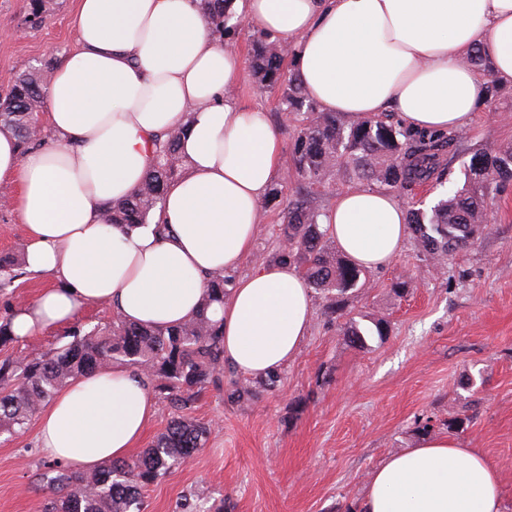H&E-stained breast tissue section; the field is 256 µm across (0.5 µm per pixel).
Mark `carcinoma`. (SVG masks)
<instances>
[{"instance_id":"carcinoma-1","label":"carcinoma","mask_w":512,"mask_h":512,"mask_svg":"<svg viewBox=\"0 0 512 512\" xmlns=\"http://www.w3.org/2000/svg\"><path fill=\"white\" fill-rule=\"evenodd\" d=\"M229 0H200L211 20L214 38L222 42L242 21L227 9ZM48 58L21 74L8 97L0 100V131L17 139L21 153L37 146L32 129L39 123L45 79L54 68ZM248 67L260 87L279 95L284 112L303 116L294 136L293 163L305 192L288 201L280 234L287 248L276 259L301 269L309 288L326 299L329 313L344 316L339 297L357 287L364 270L347 262L319 224L311 205L313 189L342 168L368 186L409 191L444 174L443 162L456 141L444 131L406 127L392 113L348 122L335 112H321L307 97L287 62L284 45L254 34ZM179 136L171 134L154 152L145 180L130 197L112 204L109 224H145L162 202L170 179L179 171ZM512 184V144L475 151L467 165V184L428 210L412 207L408 224L420 250L440 262L482 237L489 222L490 196ZM22 257L0 255V294L11 295L24 277ZM233 276H211L197 316L165 332L120 319L112 326L74 335V340L17 361L0 360V433H16L68 381L112 362L139 368L174 409V416L151 444L131 459L113 461L96 473L80 475L56 467L44 474L53 492L46 512H143V490L177 471L205 447L211 430L187 414L209 385L225 382V396L235 403L252 400L253 381L224 364L223 334L207 317L214 302L224 300ZM341 332L355 349L372 335L387 333L384 319L362 328L351 317Z\"/></svg>"}]
</instances>
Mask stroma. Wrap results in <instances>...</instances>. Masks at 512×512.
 Wrapping results in <instances>:
<instances>
[{"label":"stroma","mask_w":512,"mask_h":512,"mask_svg":"<svg viewBox=\"0 0 512 512\" xmlns=\"http://www.w3.org/2000/svg\"><path fill=\"white\" fill-rule=\"evenodd\" d=\"M77 0H50L42 21L29 0H0V99L19 75L75 46ZM246 104L264 108L291 142L299 115L281 111L275 94L245 76ZM512 143V85L463 128L447 156L442 183L417 187L420 198L461 188L472 153ZM14 188L0 187V253L23 251L26 230L12 207ZM281 205L263 212L252 259L284 249L277 229ZM407 277L413 288L395 296ZM350 291L346 309L369 326L385 318L388 332L367 349L349 346L322 300L309 333L276 387L245 404L209 386L190 411L211 430L205 448L174 474L150 485L145 512H360L370 475L389 455L413 447L423 426L433 435L480 449L498 467L506 512H512V186L490 202L489 232L475 246L435 266L406 238L391 266L370 270ZM97 305L76 325L12 342L5 352L33 356L69 342L74 331L111 324ZM462 419L460 428L449 421ZM51 464L39 451L36 426L0 435V512H41L52 492L41 475Z\"/></svg>","instance_id":"1"}]
</instances>
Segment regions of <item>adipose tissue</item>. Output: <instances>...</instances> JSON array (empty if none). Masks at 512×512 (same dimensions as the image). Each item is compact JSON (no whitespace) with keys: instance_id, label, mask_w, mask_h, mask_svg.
Wrapping results in <instances>:
<instances>
[{"instance_id":"obj_1","label":"adipose tissue","mask_w":512,"mask_h":512,"mask_svg":"<svg viewBox=\"0 0 512 512\" xmlns=\"http://www.w3.org/2000/svg\"><path fill=\"white\" fill-rule=\"evenodd\" d=\"M254 31L292 45V68L323 112H382L425 130H457L489 80L512 85V0H231ZM76 47L53 69L44 108L52 138L20 153L0 132V184L17 187L23 268L50 283L13 307L15 340L51 333L108 304L128 323L166 330L196 316L212 273L252 252L259 205L283 142L264 109L242 104L245 61L210 34L200 0H78ZM479 51L489 71L464 58ZM184 161L147 223L106 224L143 183L157 140ZM389 192L342 193L319 222L346 258L390 265L408 233ZM237 374L278 372L298 353L312 291L292 266L255 265L206 308ZM156 415L146 377L112 364L70 380L37 414L43 455L80 472L127 458ZM361 512H504L500 474L477 448L426 435L371 475Z\"/></svg>"}]
</instances>
